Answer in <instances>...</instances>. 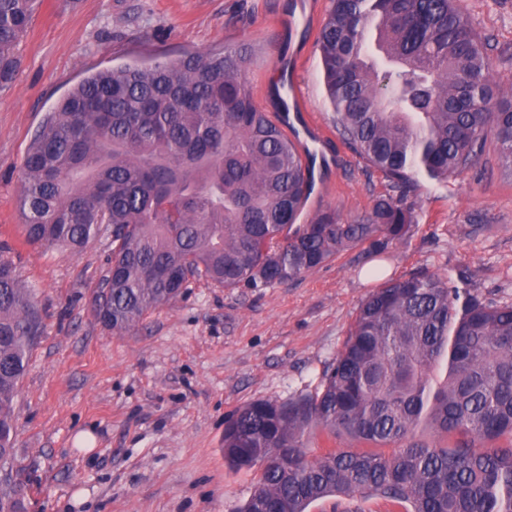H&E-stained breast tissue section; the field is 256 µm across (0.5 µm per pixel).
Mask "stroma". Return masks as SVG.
Listing matches in <instances>:
<instances>
[{
  "label": "stroma",
  "mask_w": 512,
  "mask_h": 512,
  "mask_svg": "<svg viewBox=\"0 0 512 512\" xmlns=\"http://www.w3.org/2000/svg\"><path fill=\"white\" fill-rule=\"evenodd\" d=\"M300 0H41L18 46L15 82L0 90V256L36 301L41 329L19 385L15 448L37 512H237L257 471L224 460V419L257 400L314 391L363 301L382 283L417 273L465 280L480 298L512 302V174L488 141L449 182L410 193L418 222L382 249L342 251L297 279L267 288L193 282L175 302L116 334L92 315L112 255L99 234L76 257L29 246L19 197L31 142L84 77L124 63L250 42L248 76L265 111L282 50L279 17ZM294 39L297 82L310 112L332 126L317 38L331 0ZM492 39L491 78L512 94V0H457ZM318 209L370 212L390 193L383 173L330 142ZM95 436L93 447L80 442Z\"/></svg>",
  "instance_id": "1"
}]
</instances>
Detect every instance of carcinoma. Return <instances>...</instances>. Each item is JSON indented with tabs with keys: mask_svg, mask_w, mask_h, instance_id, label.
Returning a JSON list of instances; mask_svg holds the SVG:
<instances>
[{
	"mask_svg": "<svg viewBox=\"0 0 512 512\" xmlns=\"http://www.w3.org/2000/svg\"><path fill=\"white\" fill-rule=\"evenodd\" d=\"M37 0H0V89ZM336 130L397 188L446 182L495 137L512 170V97L491 79L489 39L455 0H332L318 39ZM245 43L107 68L41 125L20 196L29 245L78 255L112 226V275L93 316L120 334L194 281L266 288L415 223L404 197L366 218L296 219L303 163L257 104ZM383 239H377V236ZM40 330L0 259V512L29 505L14 454L15 399ZM433 427L445 443L414 440ZM356 448L313 454L317 436ZM224 460L259 468L238 512H307L328 496H380L399 512H512V303L438 274L388 281L362 304L315 391L257 400L224 422Z\"/></svg>",
	"mask_w": 512,
	"mask_h": 512,
	"instance_id": "cac0c4a2",
	"label": "carcinoma"
}]
</instances>
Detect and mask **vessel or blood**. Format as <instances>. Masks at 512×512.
Masks as SVG:
<instances>
[{
  "label": "vessel or blood",
  "instance_id": "b4317fda",
  "mask_svg": "<svg viewBox=\"0 0 512 512\" xmlns=\"http://www.w3.org/2000/svg\"><path fill=\"white\" fill-rule=\"evenodd\" d=\"M277 79L283 82L286 97L272 119L289 135L306 164L310 183L309 199L314 202L324 188L320 180L323 169L336 165L335 155L328 150L330 134L315 120L313 114L302 109V95L288 63L280 64Z\"/></svg>",
  "mask_w": 512,
  "mask_h": 512
}]
</instances>
